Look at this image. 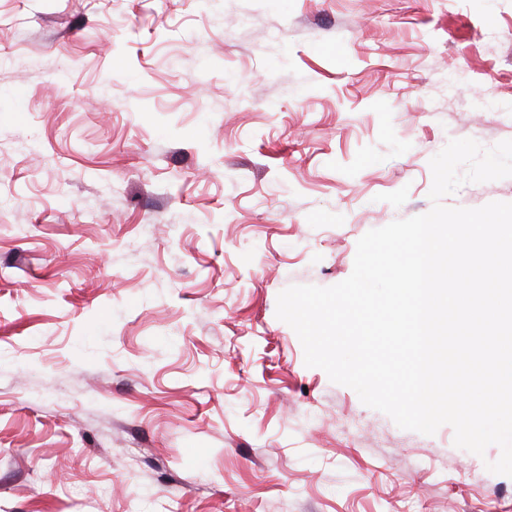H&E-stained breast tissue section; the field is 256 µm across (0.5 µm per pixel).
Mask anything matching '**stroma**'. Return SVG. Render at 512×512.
Returning <instances> with one entry per match:
<instances>
[{"instance_id": "stroma-1", "label": "stroma", "mask_w": 512, "mask_h": 512, "mask_svg": "<svg viewBox=\"0 0 512 512\" xmlns=\"http://www.w3.org/2000/svg\"><path fill=\"white\" fill-rule=\"evenodd\" d=\"M463 138L512 140V0H0V512H512L276 316Z\"/></svg>"}]
</instances>
